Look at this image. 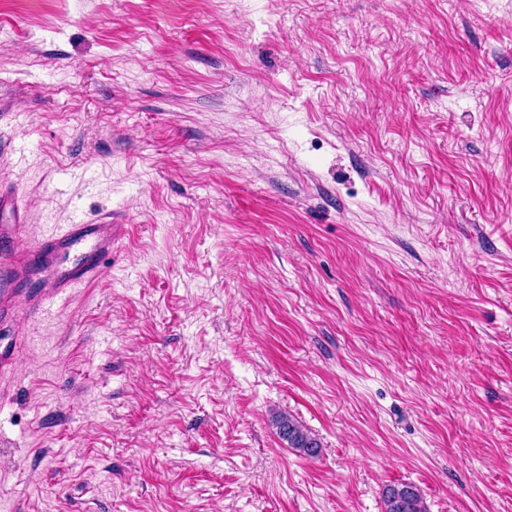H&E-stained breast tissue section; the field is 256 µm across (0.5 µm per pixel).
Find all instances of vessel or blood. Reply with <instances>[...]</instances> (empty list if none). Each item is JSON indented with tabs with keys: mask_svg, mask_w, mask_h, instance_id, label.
<instances>
[{
	"mask_svg": "<svg viewBox=\"0 0 512 512\" xmlns=\"http://www.w3.org/2000/svg\"><path fill=\"white\" fill-rule=\"evenodd\" d=\"M122 224L79 221L37 235L26 204L0 187V325L51 317L60 299L86 287L125 236ZM26 337L0 345V385L14 377Z\"/></svg>",
	"mask_w": 512,
	"mask_h": 512,
	"instance_id": "obj_1",
	"label": "vessel or blood"
}]
</instances>
